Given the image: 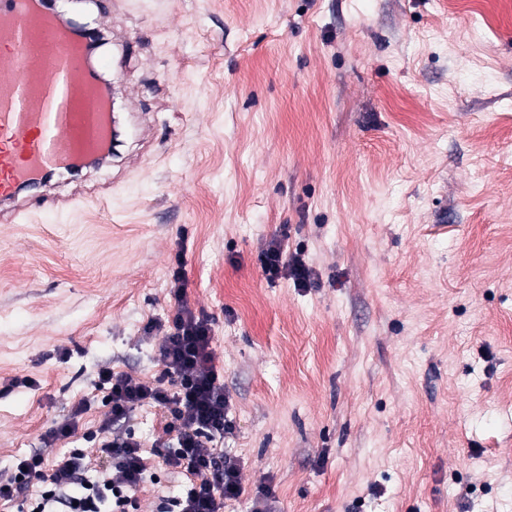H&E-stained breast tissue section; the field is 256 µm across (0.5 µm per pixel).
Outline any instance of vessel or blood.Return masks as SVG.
Listing matches in <instances>:
<instances>
[{"label": "vessel or blood", "mask_w": 512, "mask_h": 512, "mask_svg": "<svg viewBox=\"0 0 512 512\" xmlns=\"http://www.w3.org/2000/svg\"><path fill=\"white\" fill-rule=\"evenodd\" d=\"M108 101L43 0H0V204L103 152Z\"/></svg>", "instance_id": "obj_1"}]
</instances>
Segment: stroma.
Segmentation results:
<instances>
[{"instance_id":"obj_1","label":"stroma","mask_w":512,"mask_h":512,"mask_svg":"<svg viewBox=\"0 0 512 512\" xmlns=\"http://www.w3.org/2000/svg\"><path fill=\"white\" fill-rule=\"evenodd\" d=\"M107 28L109 93L148 137L0 223V475L109 412L100 367L212 319L242 496L224 512H512V0H57ZM310 284L267 280L273 241ZM72 434L44 446L53 426ZM142 512L180 474L155 408Z\"/></svg>"}]
</instances>
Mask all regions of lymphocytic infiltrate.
<instances>
[{"label": "lymphocytic infiltrate", "instance_id": "obj_1", "mask_svg": "<svg viewBox=\"0 0 512 512\" xmlns=\"http://www.w3.org/2000/svg\"><path fill=\"white\" fill-rule=\"evenodd\" d=\"M173 279V315L146 327L160 338L159 375L144 380L103 367L97 386L110 408L107 426L127 423L131 412L144 405L163 411V431L173 438L164 462L184 477L167 512H224L225 501L239 498L244 489L237 459L215 445L232 429L223 370L212 350V324L189 307L181 269H174ZM98 453L100 470L93 480L79 448L49 473L41 454L19 456L10 477L0 479V500L14 501L37 482L42 489L31 512H140L137 492L148 471L141 442L127 431L99 440Z\"/></svg>", "mask_w": 512, "mask_h": 512}]
</instances>
